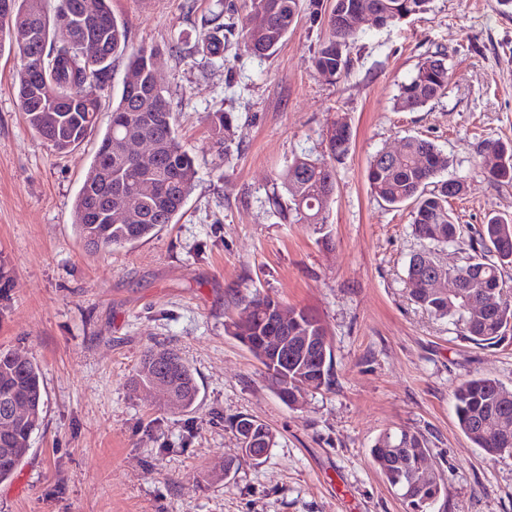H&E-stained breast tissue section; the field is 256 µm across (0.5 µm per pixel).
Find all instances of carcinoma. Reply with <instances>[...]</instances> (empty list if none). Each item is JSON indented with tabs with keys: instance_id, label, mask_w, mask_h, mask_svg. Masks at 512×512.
<instances>
[{
	"instance_id": "carcinoma-1",
	"label": "carcinoma",
	"mask_w": 512,
	"mask_h": 512,
	"mask_svg": "<svg viewBox=\"0 0 512 512\" xmlns=\"http://www.w3.org/2000/svg\"><path fill=\"white\" fill-rule=\"evenodd\" d=\"M14 19L0 18V52L8 49L20 58L15 82L17 99L27 125L50 148L62 153L78 147L96 128L101 100L98 91L112 81V60L127 56L126 69L139 76L135 86L122 84L112 104L111 119L101 138L90 168L99 175L96 192L81 186L74 204V226L78 236L97 249L133 245L153 237L173 220L190 196L197 178L195 157L180 143L165 90L155 82L153 59L160 49H129L128 32L112 14V0H11ZM430 0H246L244 17L232 0L223 5L221 16L204 21L197 51L218 56L232 44L264 60L274 54L302 18L319 30L311 62L329 82L348 72L351 49L359 28L350 24L361 7L377 15L385 28L429 8ZM67 11L77 24L67 29L58 23ZM37 29L42 43L33 47L23 34ZM97 38L100 55L93 60L79 55L86 38ZM450 71L446 57L434 53L424 57L415 74L399 88L396 98L401 111H415L443 95ZM80 97L78 112L55 113L59 106ZM213 134L223 138L233 121L230 112L208 115ZM351 129L336 123L328 133L325 151L319 157L295 156L281 175L288 206L275 201L281 218L292 224H324L327 200L336 191V164L347 155ZM142 139L154 149V161L145 166L126 151L129 140ZM484 149L498 155L501 163L487 170L502 184H512V142L490 140ZM448 168V157L430 140L404 138L400 150L383 159L373 156L366 177L371 192L384 203L412 206L415 235L429 247L413 254L408 262L406 284L419 307L459 327L460 335L484 348L496 349L512 340V304L506 302L504 270L512 267V216L489 215L474 232L455 222L448 199L461 195L465 183L440 180ZM112 209L126 207L138 216L133 224H105L101 217L107 198ZM469 238L472 251L462 264L445 266L444 282L428 287L426 260L440 263L435 249ZM248 314L225 324L228 335L246 346L267 375L276 396L288 390L285 405L300 410L307 396L329 388L333 370V346L325 323L308 309L287 305L269 295L255 294L245 300ZM268 336L288 337V372L279 371L266 359L258 341ZM171 385L177 404L167 408L191 411L196 407L198 386L190 368L170 349L150 347L141 356L135 383L148 386L156 379ZM454 410L460 430L473 445L491 457L512 455V389L488 376L461 381L453 391ZM25 408L24 419L13 423L9 436L0 435V481L11 478L29 451V440L42 419L43 389L36 362L16 353L0 352V420L9 417L12 402ZM238 436L253 433L265 447L275 446V434L259 420L241 415L231 423ZM383 480L400 495L407 512H428L447 494L435 473L426 440L404 430L378 437L370 449ZM238 467L227 460L210 470L214 483L227 480Z\"/></svg>"
}]
</instances>
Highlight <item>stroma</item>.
I'll list each match as a JSON object with an SVG mask.
<instances>
[{"label":"stroma","mask_w":512,"mask_h":512,"mask_svg":"<svg viewBox=\"0 0 512 512\" xmlns=\"http://www.w3.org/2000/svg\"><path fill=\"white\" fill-rule=\"evenodd\" d=\"M218 0H112L131 48L159 47L180 142L195 156L194 189L173 224L125 247L79 238L73 204L126 73L117 58L98 126L67 154L30 130L0 55V352L35 360L42 422L0 512H405L370 449L385 432L422 435L447 494L431 512H512V456L489 459L461 432L452 393L490 376L512 387V343L495 350L416 306L406 268L421 248L411 208L371 194L366 170L406 136L433 141L464 180L450 207L461 224L512 215V184L484 172L481 148L512 141V9L500 0H432L388 28L365 23L347 77L330 84L310 58L317 31L299 22L274 55L205 57L194 49ZM446 55L444 95L413 112L399 87L427 55ZM233 113L224 143L208 112ZM346 122L326 224H284L270 200L294 155L321 153ZM268 294L317 314L332 334L331 390L288 409L254 355L224 333L242 300ZM176 350L199 385L196 408L173 413L132 376L150 346ZM250 415L276 436L266 460L244 459L230 423ZM238 461L228 484L209 483Z\"/></svg>","instance_id":"obj_1"}]
</instances>
